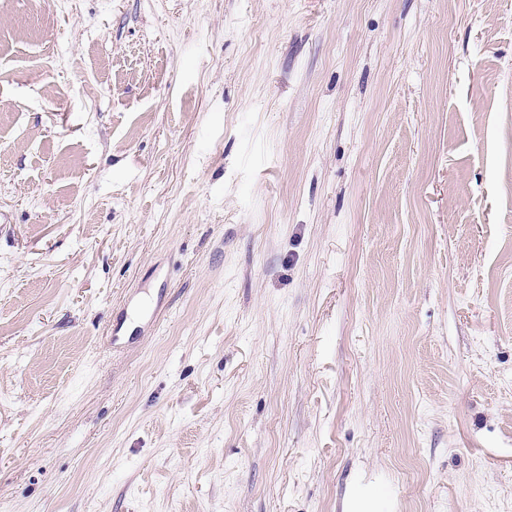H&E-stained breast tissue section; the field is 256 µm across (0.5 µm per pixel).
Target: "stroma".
Returning a JSON list of instances; mask_svg holds the SVG:
<instances>
[{
  "instance_id": "35a3bbf8",
  "label": "stroma",
  "mask_w": 512,
  "mask_h": 512,
  "mask_svg": "<svg viewBox=\"0 0 512 512\" xmlns=\"http://www.w3.org/2000/svg\"><path fill=\"white\" fill-rule=\"evenodd\" d=\"M0 512H512V0H0Z\"/></svg>"
}]
</instances>
